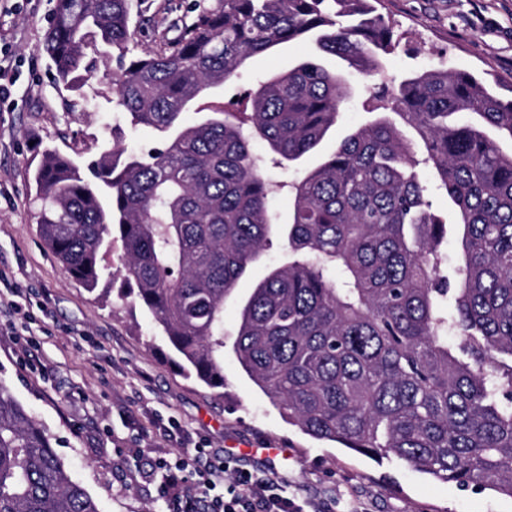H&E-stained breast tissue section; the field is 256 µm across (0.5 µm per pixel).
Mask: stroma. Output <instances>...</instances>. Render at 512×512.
<instances>
[{
    "instance_id": "obj_1",
    "label": "stroma",
    "mask_w": 512,
    "mask_h": 512,
    "mask_svg": "<svg viewBox=\"0 0 512 512\" xmlns=\"http://www.w3.org/2000/svg\"><path fill=\"white\" fill-rule=\"evenodd\" d=\"M193 0H132L137 47L177 35ZM53 0H0V272L20 288L0 293V381L57 442L73 479L101 512H165L158 458L196 443L231 467L273 478L302 512H512V498L476 485L440 483L396 460L376 461L303 434L242 371L231 348L242 296L288 260L273 240L224 302V389L187 379L149 312L111 294L94 299L69 277L36 231L32 172L46 149L77 161L112 142L131 150L157 134L131 127L96 72L80 91L54 84L43 50ZM405 37L387 57L390 74L450 67L512 96V0H379ZM315 52L291 42L249 59L237 86L288 69ZM368 116L346 100L319 152L293 167L267 164L271 210L288 214L286 182L315 166Z\"/></svg>"
}]
</instances>
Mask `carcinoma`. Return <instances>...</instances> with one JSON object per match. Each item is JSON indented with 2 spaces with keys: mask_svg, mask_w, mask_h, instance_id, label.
I'll return each instance as SVG.
<instances>
[{
  "mask_svg": "<svg viewBox=\"0 0 512 512\" xmlns=\"http://www.w3.org/2000/svg\"><path fill=\"white\" fill-rule=\"evenodd\" d=\"M306 38L314 57L235 102L212 92ZM133 39L131 0H55V83L80 88L93 46L112 59V106L158 133L147 150L114 144L83 165L43 154L37 233L65 273L91 294L121 278L184 376L217 389L224 299L280 238L288 263L239 311L233 350L249 378L316 439L512 496V99L448 68L390 90L385 59L402 35L372 0H201L173 40L137 52ZM324 56L378 78L362 102L373 118L291 183L281 224L252 143L282 166L318 148L351 94ZM423 168L453 223L433 211ZM452 224L461 256L448 277L437 247ZM0 512H99L2 382Z\"/></svg>",
  "mask_w": 512,
  "mask_h": 512,
  "instance_id": "obj_1",
  "label": "carcinoma"
}]
</instances>
